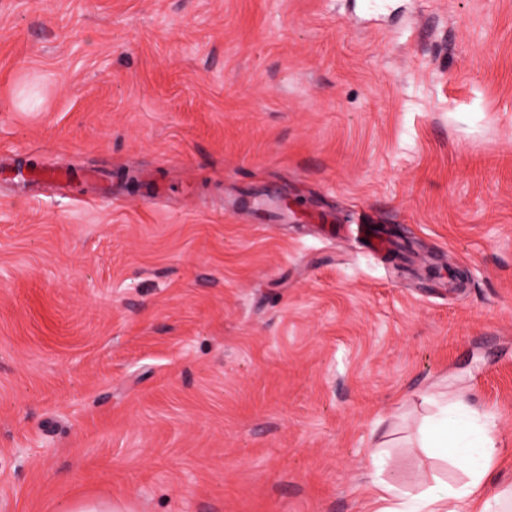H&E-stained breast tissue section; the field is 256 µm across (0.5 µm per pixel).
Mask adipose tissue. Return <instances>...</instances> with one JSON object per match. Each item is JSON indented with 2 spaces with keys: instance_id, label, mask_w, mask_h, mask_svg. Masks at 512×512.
I'll use <instances>...</instances> for the list:
<instances>
[{
  "instance_id": "obj_1",
  "label": "adipose tissue",
  "mask_w": 512,
  "mask_h": 512,
  "mask_svg": "<svg viewBox=\"0 0 512 512\" xmlns=\"http://www.w3.org/2000/svg\"><path fill=\"white\" fill-rule=\"evenodd\" d=\"M452 406L454 417L421 430L420 447L462 471L464 482L443 487L436 478L426 477L421 490L409 497L387 482L375 481L368 487L373 512H512V498L492 487L491 468L499 452L494 420L474 424L466 392H456Z\"/></svg>"
}]
</instances>
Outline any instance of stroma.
Returning a JSON list of instances; mask_svg holds the SVG:
<instances>
[{
  "label": "stroma",
  "mask_w": 512,
  "mask_h": 512,
  "mask_svg": "<svg viewBox=\"0 0 512 512\" xmlns=\"http://www.w3.org/2000/svg\"><path fill=\"white\" fill-rule=\"evenodd\" d=\"M459 388L512 479V0H0V512H365Z\"/></svg>",
  "instance_id": "35a3bbf8"
}]
</instances>
